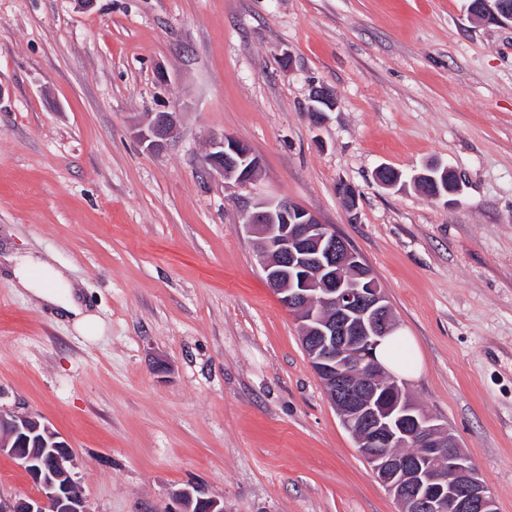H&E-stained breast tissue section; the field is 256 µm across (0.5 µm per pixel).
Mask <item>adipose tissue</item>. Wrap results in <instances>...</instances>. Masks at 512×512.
Here are the masks:
<instances>
[{
  "instance_id": "adipose-tissue-1",
  "label": "adipose tissue",
  "mask_w": 512,
  "mask_h": 512,
  "mask_svg": "<svg viewBox=\"0 0 512 512\" xmlns=\"http://www.w3.org/2000/svg\"><path fill=\"white\" fill-rule=\"evenodd\" d=\"M0 259L10 269L15 287L24 289L39 304L54 307L82 336L94 338L102 334L103 320L84 303L80 285L65 268L53 260L31 255L7 254Z\"/></svg>"
}]
</instances>
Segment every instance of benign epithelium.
<instances>
[{
  "mask_svg": "<svg viewBox=\"0 0 512 512\" xmlns=\"http://www.w3.org/2000/svg\"><path fill=\"white\" fill-rule=\"evenodd\" d=\"M471 16L487 23H512V0H468ZM318 121L334 108L335 97L313 95ZM179 110L148 113L139 138L154 151L167 146ZM206 163L240 186L255 181L260 159L242 141L213 138ZM244 227L253 237L271 287L301 328L311 366L331 405L398 512H496L494 498L448 428L420 411L403 394V379L375 358L381 339L397 330L382 289L359 253L330 224L288 199H259ZM36 435V454L20 443ZM410 442L420 448L408 457L387 451ZM15 459L34 495L13 499L11 512H92L81 492L68 442L38 417L0 408V454ZM65 457L71 466L50 467L46 456ZM176 512H224L214 498H194L190 487L173 493Z\"/></svg>",
  "mask_w": 512,
  "mask_h": 512,
  "instance_id": "7a95c632",
  "label": "benign epithelium"
}]
</instances>
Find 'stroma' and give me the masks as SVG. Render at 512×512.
Instances as JSON below:
<instances>
[{
	"label": "stroma",
	"mask_w": 512,
	"mask_h": 512,
	"mask_svg": "<svg viewBox=\"0 0 512 512\" xmlns=\"http://www.w3.org/2000/svg\"><path fill=\"white\" fill-rule=\"evenodd\" d=\"M174 108L149 151L137 123ZM223 133L252 187L208 173ZM430 163L453 207L376 177ZM259 196L356 248L417 346L408 394L512 512V25L466 0H0V251L54 258L106 325L86 340L1 265L0 406L69 442L92 512L189 484L224 512H398L243 229Z\"/></svg>",
	"instance_id": "obj_1"
}]
</instances>
